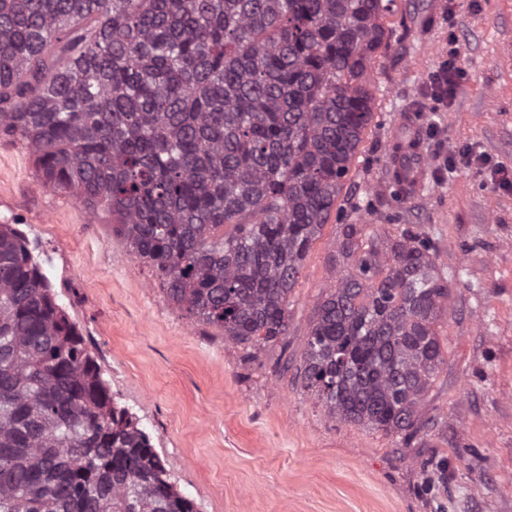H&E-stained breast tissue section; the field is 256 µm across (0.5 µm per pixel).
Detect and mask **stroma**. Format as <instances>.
Wrapping results in <instances>:
<instances>
[{
  "label": "stroma",
  "mask_w": 512,
  "mask_h": 512,
  "mask_svg": "<svg viewBox=\"0 0 512 512\" xmlns=\"http://www.w3.org/2000/svg\"><path fill=\"white\" fill-rule=\"evenodd\" d=\"M382 23L372 120L288 298V336L256 358L183 316L112 213L46 188L28 147L0 134V224L44 260L113 396L198 512H512V189L458 165L471 147L512 169V0H394ZM452 34L461 79L445 108L427 85ZM400 143L423 168L407 192L392 180ZM345 224L424 238L448 281L444 362L408 442L329 421L297 375L323 292L354 264L337 248Z\"/></svg>",
  "instance_id": "obj_1"
}]
</instances>
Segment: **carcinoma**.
Returning <instances> with one entry per match:
<instances>
[{
	"instance_id": "obj_1",
	"label": "carcinoma",
	"mask_w": 512,
	"mask_h": 512,
	"mask_svg": "<svg viewBox=\"0 0 512 512\" xmlns=\"http://www.w3.org/2000/svg\"><path fill=\"white\" fill-rule=\"evenodd\" d=\"M393 0H0V132L147 262L187 316L256 351L372 119ZM317 307L300 375L333 422L412 439L448 282L403 233ZM0 512H197L114 400L25 235L0 224Z\"/></svg>"
}]
</instances>
